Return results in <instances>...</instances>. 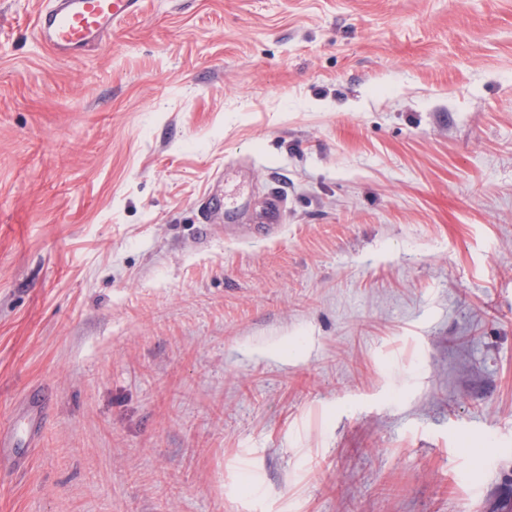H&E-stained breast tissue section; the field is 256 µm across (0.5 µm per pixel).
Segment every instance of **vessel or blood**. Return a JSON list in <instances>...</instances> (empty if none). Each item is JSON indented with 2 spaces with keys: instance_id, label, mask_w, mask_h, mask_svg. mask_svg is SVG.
I'll return each instance as SVG.
<instances>
[{
  "instance_id": "b4317fda",
  "label": "vessel or blood",
  "mask_w": 512,
  "mask_h": 512,
  "mask_svg": "<svg viewBox=\"0 0 512 512\" xmlns=\"http://www.w3.org/2000/svg\"><path fill=\"white\" fill-rule=\"evenodd\" d=\"M141 0H44L35 18L38 39L58 57L82 58L106 41L126 18L137 14ZM285 198L280 190L267 197L264 219L269 228L283 223ZM44 415V402L29 398L20 415L0 430V468L21 466L25 449L34 447Z\"/></svg>"
}]
</instances>
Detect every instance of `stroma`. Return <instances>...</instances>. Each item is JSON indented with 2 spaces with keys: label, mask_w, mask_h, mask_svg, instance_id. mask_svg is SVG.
I'll return each instance as SVG.
<instances>
[{
  "label": "stroma",
  "mask_w": 512,
  "mask_h": 512,
  "mask_svg": "<svg viewBox=\"0 0 512 512\" xmlns=\"http://www.w3.org/2000/svg\"><path fill=\"white\" fill-rule=\"evenodd\" d=\"M142 2L0 0V512L512 500V0ZM140 7L141 0H48L34 27L37 38L58 57L76 60L106 41ZM285 198L278 189H272L267 197L264 210L265 223L268 230H274L278 224L284 222ZM44 415V400L30 397L20 415L7 428L0 430V468L19 467L26 454L17 451L20 445L34 448Z\"/></svg>",
  "instance_id": "obj_1"
}]
</instances>
